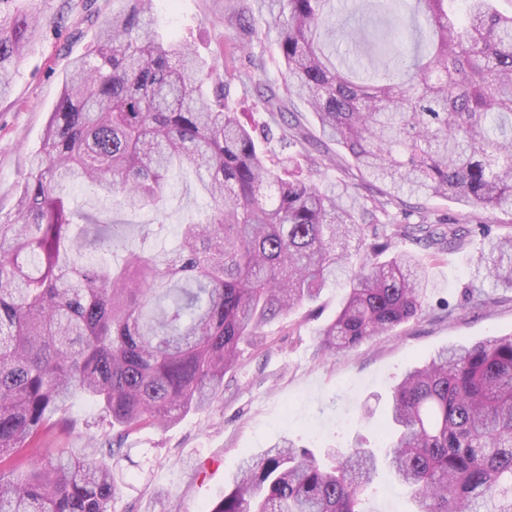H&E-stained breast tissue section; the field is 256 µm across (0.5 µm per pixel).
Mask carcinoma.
<instances>
[{
    "label": "carcinoma",
    "mask_w": 512,
    "mask_h": 512,
    "mask_svg": "<svg viewBox=\"0 0 512 512\" xmlns=\"http://www.w3.org/2000/svg\"><path fill=\"white\" fill-rule=\"evenodd\" d=\"M495 0H387L340 54L333 0H279L274 35L284 92L259 90L275 121L295 96L323 137L363 178L385 186L361 202L321 179L299 116L280 126L292 152L270 158L227 101L234 73L207 66L191 44L153 31L152 0H112V15L75 59L44 129L12 217L0 224V512H111L125 482L121 448L90 456L54 448L19 471L3 462L63 421L82 396L124 432L165 429L211 406L240 345L269 320L344 275L349 288L319 332L330 356L418 315L430 287L416 256L392 252L414 236L459 246L461 224H383L387 207L433 197L512 211V14ZM249 0L231 18L243 38ZM38 20L0 0V95ZM193 175L206 206L167 223L174 178ZM80 183L109 211H149V224L83 210ZM478 280L512 287V237L485 234ZM375 433L327 452L325 464L285 438L244 461L209 512H365L386 467L415 512H512V335L451 345L393 387Z\"/></svg>",
    "instance_id": "cac0c4a2"
}]
</instances>
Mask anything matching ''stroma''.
Masks as SVG:
<instances>
[{"mask_svg":"<svg viewBox=\"0 0 512 512\" xmlns=\"http://www.w3.org/2000/svg\"><path fill=\"white\" fill-rule=\"evenodd\" d=\"M230 0H154L160 34L189 40L198 54L221 65L246 68L244 53L233 52L240 36L226 20ZM36 33L0 100V217L12 209L25 182L28 159L41 143L71 61L96 36L112 13V0H31ZM263 70L236 85L229 105L251 122L258 82L281 83L283 65L273 39L253 43ZM437 223L468 228L459 247L435 248L410 237L397 241L402 252L417 254L433 283L421 312L391 332L372 337L330 358L318 343L320 329L341 306L345 289L326 287L320 298L268 323L260 336L243 344L241 365L224 377V390L207 409L192 411L165 430L142 429L123 435L131 451L123 468L130 486L112 498V512H208L223 498L242 461L286 438L316 454L349 447L352 421L363 411L382 418L393 385L411 366L442 348L512 334V288L489 282L486 305L472 301L474 272L483 235L512 234V214L431 198L422 208L396 209L397 220L415 224L421 215ZM77 426L51 430L40 446L58 445L81 455L93 452L89 432L102 428L96 405L74 399L68 411ZM368 512H412L414 505L388 470L370 488Z\"/></svg>","mask_w":512,"mask_h":512,"instance_id":"35a3bbf8","label":"stroma"}]
</instances>
